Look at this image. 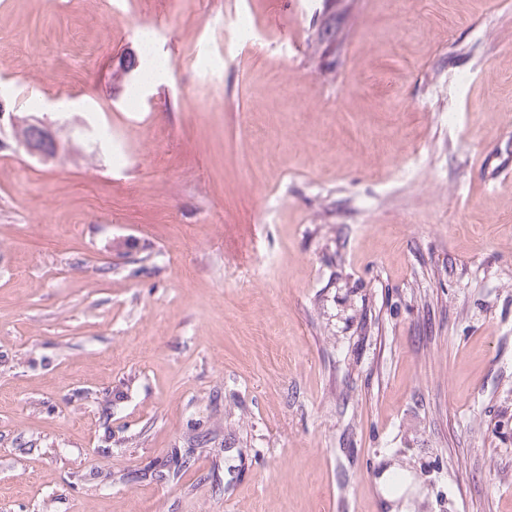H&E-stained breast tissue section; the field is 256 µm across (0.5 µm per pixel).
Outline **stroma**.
<instances>
[{
  "instance_id": "1",
  "label": "stroma",
  "mask_w": 512,
  "mask_h": 512,
  "mask_svg": "<svg viewBox=\"0 0 512 512\" xmlns=\"http://www.w3.org/2000/svg\"><path fill=\"white\" fill-rule=\"evenodd\" d=\"M0 98V512H512V0H0ZM5 119L18 146L32 157L48 160L58 156V142L51 132L50 124L35 116L20 117L6 110L4 101L0 98V130L4 131Z\"/></svg>"
}]
</instances>
